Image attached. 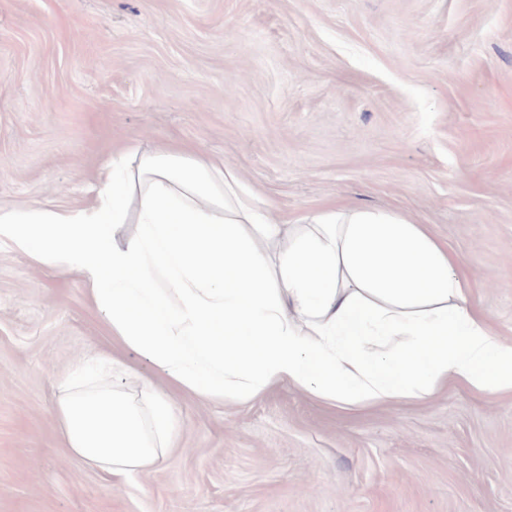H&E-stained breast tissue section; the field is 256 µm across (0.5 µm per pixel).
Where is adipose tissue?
<instances>
[{
  "label": "adipose tissue",
  "mask_w": 512,
  "mask_h": 512,
  "mask_svg": "<svg viewBox=\"0 0 512 512\" xmlns=\"http://www.w3.org/2000/svg\"><path fill=\"white\" fill-rule=\"evenodd\" d=\"M131 218L136 233L119 237ZM2 236L76 272L111 336L203 401L248 402L278 383L348 406L451 382L512 390V341L423 225L329 208L286 226L258 212L233 166L178 147L126 146L102 165L92 205L1 218ZM122 369L77 358L55 417L75 455L132 475L173 447L180 415L150 379L133 393L115 384Z\"/></svg>",
  "instance_id": "1"
}]
</instances>
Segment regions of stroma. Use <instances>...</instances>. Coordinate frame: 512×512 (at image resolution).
<instances>
[{"instance_id":"35a3bbf8","label":"stroma","mask_w":512,"mask_h":512,"mask_svg":"<svg viewBox=\"0 0 512 512\" xmlns=\"http://www.w3.org/2000/svg\"><path fill=\"white\" fill-rule=\"evenodd\" d=\"M131 143L224 159L281 224L336 207L424 225L512 341V0H0V213L86 206ZM89 350L154 373L77 273L1 238L0 512H512V393L175 391V448L117 476L55 418Z\"/></svg>"}]
</instances>
